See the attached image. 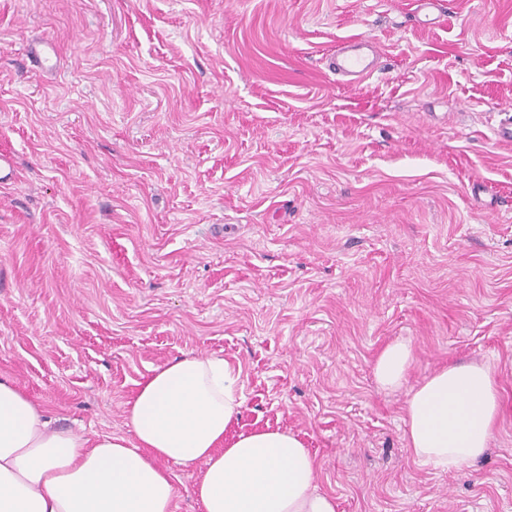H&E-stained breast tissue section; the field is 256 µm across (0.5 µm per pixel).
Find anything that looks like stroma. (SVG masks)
I'll return each mask as SVG.
<instances>
[{
	"mask_svg": "<svg viewBox=\"0 0 512 512\" xmlns=\"http://www.w3.org/2000/svg\"><path fill=\"white\" fill-rule=\"evenodd\" d=\"M0 0V377L57 426L193 354L242 371L236 432L296 434L338 512H512V0ZM376 38L378 71L328 59ZM56 45L55 69L28 54ZM410 341L396 391L374 361ZM487 366L502 413L453 472L412 389ZM444 3L443 0H414L412 11L422 25H435ZM381 53L373 38H348L339 42L329 67L346 86L357 88L376 72Z\"/></svg>",
	"mask_w": 512,
	"mask_h": 512,
	"instance_id": "obj_1",
	"label": "stroma"
}]
</instances>
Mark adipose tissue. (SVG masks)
<instances>
[{"label":"adipose tissue","mask_w":512,"mask_h":512,"mask_svg":"<svg viewBox=\"0 0 512 512\" xmlns=\"http://www.w3.org/2000/svg\"><path fill=\"white\" fill-rule=\"evenodd\" d=\"M413 361L409 342L387 345L373 366L376 382L401 387ZM242 406L241 371L224 358L173 359L154 368L126 404L138 440L132 446L118 436L52 428L40 405L0 378V512H175L171 462L203 466L192 490L203 512H336L295 434H231ZM498 413L487 367L441 368L406 401V445L420 465L459 469L485 454Z\"/></svg>","instance_id":"obj_1"}]
</instances>
